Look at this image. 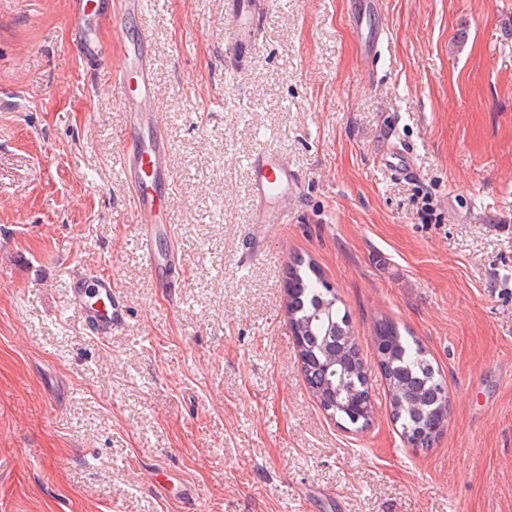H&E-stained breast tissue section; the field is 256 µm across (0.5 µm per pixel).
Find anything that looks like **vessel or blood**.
<instances>
[{"label": "vessel or blood", "mask_w": 512, "mask_h": 512, "mask_svg": "<svg viewBox=\"0 0 512 512\" xmlns=\"http://www.w3.org/2000/svg\"><path fill=\"white\" fill-rule=\"evenodd\" d=\"M259 0H225L224 15L232 44L250 54L256 51L261 27ZM383 0H354L351 24L359 41L361 64L372 70L381 56L387 36ZM143 0H71L66 17L71 49L86 62L101 65L112 54L121 64L114 76L119 103L126 114V144L114 159L122 180L134 194L138 245L147 268L159 287L171 290L181 285L177 252L161 256L160 238L170 227L161 218V204L168 194L172 171L170 146L161 127L157 90L153 77L154 54L146 36L122 35L112 47L102 31L121 30L126 19L142 13ZM256 201L253 221L257 224L287 223L289 201L298 193L300 179L287 160L273 148L263 147L249 159ZM68 307L79 312L87 333L110 335L122 326L125 314L109 274L83 268L69 273Z\"/></svg>", "instance_id": "obj_1"}]
</instances>
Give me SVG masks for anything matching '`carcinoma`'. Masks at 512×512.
<instances>
[{
	"label": "carcinoma",
	"instance_id": "obj_1",
	"mask_svg": "<svg viewBox=\"0 0 512 512\" xmlns=\"http://www.w3.org/2000/svg\"><path fill=\"white\" fill-rule=\"evenodd\" d=\"M291 287L295 289L288 302L290 313L295 316L296 323L303 327L304 340L311 355L319 354L326 341H331L336 356L349 361L360 355L358 346L348 342L351 336L349 314L341 310L340 299L332 293L316 265L303 258H298L289 270ZM325 306L321 319L311 320V315L318 306ZM377 337L387 342L385 351L378 352L379 366L385 380L401 381L400 367L410 364L415 367L416 374L410 383V392L427 400L426 409L430 410L441 403L445 384L437 375L431 362L425 357V349L417 340H408L402 336L398 326L388 320H379L374 326ZM309 388L322 387L329 383L324 371L316 364L309 365L303 372ZM347 386L354 394L368 389L366 375L363 374L361 362L352 366L347 364L338 369L336 390ZM391 415L401 426V435L408 439H420L422 434H430V427L437 422L435 418H422L420 412L406 404L390 402ZM336 415L356 425L365 419L361 412L349 407L347 395L336 396Z\"/></svg>",
	"mask_w": 512,
	"mask_h": 512
}]
</instances>
